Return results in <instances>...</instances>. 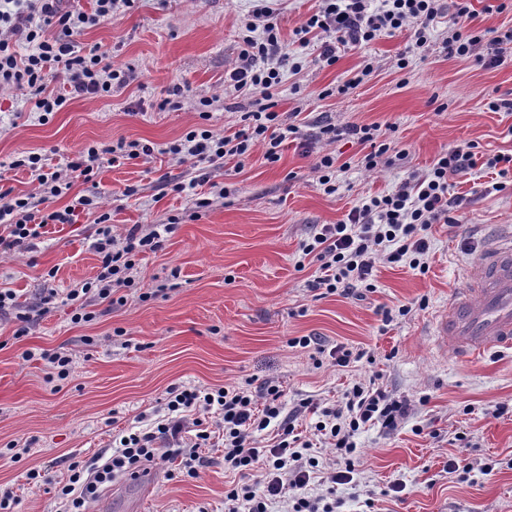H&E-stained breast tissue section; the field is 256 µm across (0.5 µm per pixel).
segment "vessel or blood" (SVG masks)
Segmentation results:
<instances>
[{"instance_id":"b4317fda","label":"vessel or blood","mask_w":512,"mask_h":512,"mask_svg":"<svg viewBox=\"0 0 512 512\" xmlns=\"http://www.w3.org/2000/svg\"><path fill=\"white\" fill-rule=\"evenodd\" d=\"M432 328L441 350L464 363L493 349H512V227L478 252L466 288L435 314Z\"/></svg>"}]
</instances>
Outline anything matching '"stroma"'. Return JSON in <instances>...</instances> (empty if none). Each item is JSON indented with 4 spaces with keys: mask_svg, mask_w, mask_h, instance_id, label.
Wrapping results in <instances>:
<instances>
[{
    "mask_svg": "<svg viewBox=\"0 0 512 512\" xmlns=\"http://www.w3.org/2000/svg\"><path fill=\"white\" fill-rule=\"evenodd\" d=\"M271 6L293 59L283 71L277 110L295 113L302 143H290L274 164L254 150L241 169L232 158L204 170L158 151L119 166L104 162L94 181L73 179L66 194L46 202V209L61 210L74 197H97L116 236L173 215L183 221L162 251L140 261L145 286L159 291L155 298H132L114 308L95 303L96 319L79 325L71 322L70 307L59 304L19 339L14 320L0 318V487L13 491L14 512H59L57 491L68 480L69 459L111 453L120 430L163 416L169 388L228 386L246 377L280 382L286 410L298 414L296 434L312 441L325 468L333 456L316 441L315 418L300 409L301 400L332 408L353 384L371 381L410 400L413 412L397 431L376 425L356 436L360 466L355 484L336 488L340 512H512V350L462 363L439 352L430 334L433 316L463 287L484 241L499 226L512 225V185L495 191L494 174L481 165L449 176L451 193L467 199L465 222L432 226L426 273L404 262L376 264V290L365 299L315 298L306 287L315 266L295 268L309 225L343 220L361 199L395 189L452 147L471 141L485 155L512 153V112L488 108L492 99H512V49L495 68L448 58L441 23L426 60L406 70L393 66L409 44L406 29L342 51L336 65L322 68L295 36L315 0H271ZM254 7V0H136L77 38L82 50L98 49L125 71L124 86L107 97L72 98L43 123L31 117L25 91L0 89V187L37 196L30 174L10 166L27 152L41 154L46 169L55 171L88 145L124 138L159 149L203 123L219 134L237 131L249 103L225 90L224 74L236 63ZM370 57L380 67L366 83L320 98L321 90L351 78ZM176 83L188 84L189 96L177 107H162ZM202 97L212 101L205 122L199 117ZM324 118L339 126H391L394 147L408 152L405 163L365 172L356 141L319 138L317 123ZM328 153L345 165L332 195L324 193L313 169L317 157ZM194 177L200 180L194 195L169 188ZM216 183L228 188L227 197L214 194ZM197 196L212 204L195 219ZM96 230L91 214L47 225L33 251L0 257V289H13L29 303L49 270H56L60 289L93 278ZM174 270L179 279L172 289ZM404 305L410 314L398 316ZM384 309L395 312L393 322H383ZM117 328L124 337L114 336ZM299 336L341 343L369 357L346 367L327 358L317 367L309 350L288 346ZM30 347L73 355L74 371L59 390L46 384L44 362L23 360ZM502 403L510 412L496 414ZM13 443L29 445V453L10 458L5 449ZM205 456L198 478L170 481L156 467L144 476L152 485L148 495L128 480L120 494L104 488L100 501H108L107 512H224V491L235 476L224 468L223 449ZM456 456L470 458L473 471H449ZM34 469L42 481L28 479Z\"/></svg>",
    "mask_w": 512,
    "mask_h": 512,
    "instance_id": "1",
    "label": "stroma"
}]
</instances>
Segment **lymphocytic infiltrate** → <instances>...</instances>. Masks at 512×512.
Wrapping results in <instances>:
<instances>
[{
  "label": "lymphocytic infiltrate",
  "instance_id": "lymphocytic-infiltrate-1",
  "mask_svg": "<svg viewBox=\"0 0 512 512\" xmlns=\"http://www.w3.org/2000/svg\"><path fill=\"white\" fill-rule=\"evenodd\" d=\"M0 1L5 4L0 10V87L25 90L32 112L40 119L61 110L69 95L106 96L124 85L123 70L96 52L81 53L75 38L87 27L132 7L134 0H95L90 14L65 6L64 0ZM453 7L448 15L440 0H318L317 8L296 34L304 47L319 41L315 61L330 67L338 61L339 49L366 45L407 28L412 44L408 53L400 54L395 62L397 69L404 70L412 57L428 49L435 25L446 17L451 27L443 45L449 57L475 56L487 42L498 48L488 57V65H500L502 47L512 45V27H476L471 0H454ZM246 29L237 64L225 75L224 85L249 98L253 110L242 113L243 127L233 134L221 135L201 127L166 145V153L179 161L213 164L233 157L243 162L259 146L265 161L274 164L280 161L287 143L300 139L299 126L276 110L283 70L290 57L282 50L272 8L256 6ZM15 40L28 43L30 52L17 56L11 46ZM57 77L68 85V94L49 91V81ZM320 132L331 141L350 137L367 146L361 164L368 171L393 166L407 157L405 151H392L381 125L376 123L339 127L326 121ZM154 151V146L121 138L103 150L86 146L63 173L45 171L41 156L35 153L18 157L13 165L27 168L48 200L70 189L68 173L92 181L102 154L133 160L152 156ZM476 156L474 143L456 145L437 157L426 171L410 173L391 192L362 199L345 220L311 225L301 244L302 259L296 264L300 270L309 263L316 266L308 290L346 297L373 291L371 276L379 260L393 265L405 261L411 268L427 272V236L432 226L463 220L464 199L451 193L448 178L473 169ZM98 207L96 200L82 196L64 210L45 212L30 199L0 191V253L28 250L31 240L39 238L47 225L74 223L85 211L98 213L93 248L100 267L93 280L78 283L63 294L44 288L38 303L32 306L21 305L12 289H0V315L14 313L19 323L16 337L28 335L36 318L45 315L48 305L57 300L71 306V320L79 324L95 319V312L89 309L91 301L122 306L132 291L143 302L155 297V290L145 287L140 279L139 256L162 249L167 236L175 231L178 217H171L165 224H135L118 237L112 233L109 214L99 212ZM283 396L279 383L267 380L258 384L251 378L216 389L170 388L165 402L167 413L150 429L122 436L103 463H69V480L58 491L64 512H86L89 501L112 478L138 477L174 455L181 461L177 469L169 470L170 478L198 477L205 464L201 451L211 447L217 436L222 439L225 466L238 474L254 476L253 482L238 483L225 491L224 512H269V504L279 500L286 502L288 512H337L341 502L336 488L352 483L356 473V435L376 423L397 430L411 414L409 400L363 384L353 385L341 406L322 409L314 429L334 450L336 459L326 478L325 493L309 497L304 490L313 475L320 473L319 460L310 452L311 442L294 438L296 416L285 413ZM272 425L277 428L276 442L260 447L257 432Z\"/></svg>",
  "mask_w": 512,
  "mask_h": 512
}]
</instances>
